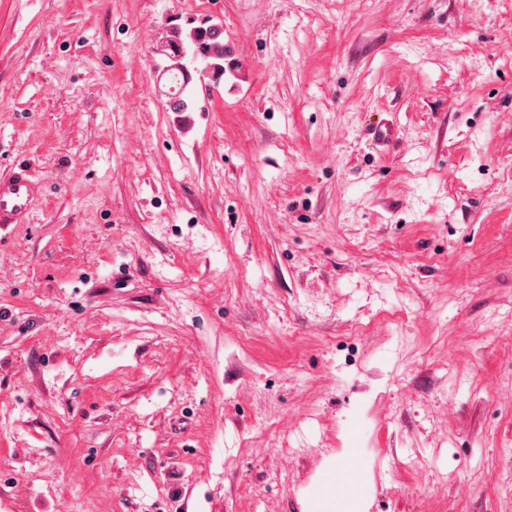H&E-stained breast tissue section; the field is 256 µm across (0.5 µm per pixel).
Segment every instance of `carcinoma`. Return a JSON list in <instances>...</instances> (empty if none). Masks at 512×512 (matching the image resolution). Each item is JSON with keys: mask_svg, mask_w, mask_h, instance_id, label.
Listing matches in <instances>:
<instances>
[{"mask_svg": "<svg viewBox=\"0 0 512 512\" xmlns=\"http://www.w3.org/2000/svg\"><path fill=\"white\" fill-rule=\"evenodd\" d=\"M192 51L193 58L207 67L206 74L224 76V43L208 36V28L200 26L188 34V41H175L167 45L166 57L170 61L165 74L178 85L175 94L174 110L184 112L189 108L186 89L190 83L189 69L184 63L187 51Z\"/></svg>", "mask_w": 512, "mask_h": 512, "instance_id": "1", "label": "carcinoma"}]
</instances>
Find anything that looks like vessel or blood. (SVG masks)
<instances>
[{"mask_svg":"<svg viewBox=\"0 0 512 512\" xmlns=\"http://www.w3.org/2000/svg\"><path fill=\"white\" fill-rule=\"evenodd\" d=\"M43 190L41 182L24 165L17 166L8 176L0 177V234L13 226L33 220L34 205ZM359 477L351 465H344L325 481L328 495L347 497L357 493Z\"/></svg>","mask_w":512,"mask_h":512,"instance_id":"1","label":"vessel or blood"}]
</instances>
